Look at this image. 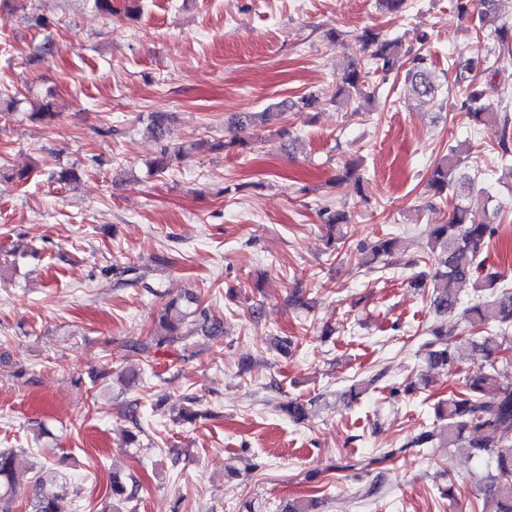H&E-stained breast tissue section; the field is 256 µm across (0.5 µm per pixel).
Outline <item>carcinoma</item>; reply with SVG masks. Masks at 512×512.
I'll return each mask as SVG.
<instances>
[{
  "mask_svg": "<svg viewBox=\"0 0 512 512\" xmlns=\"http://www.w3.org/2000/svg\"><path fill=\"white\" fill-rule=\"evenodd\" d=\"M493 47L499 52H490L456 65L457 85L460 89L462 107L468 119L476 126L490 127L498 137L502 150L500 162L507 164L512 156L509 138L512 137V119L489 109L490 87L477 79L476 70L485 64H495L505 53L512 52V22L504 23L493 33ZM356 44L361 53L370 52V65L383 75L404 76L410 96L423 103L438 100L440 84L431 69L430 57L423 48L403 49L398 39H389L371 28H366L357 37ZM375 96V89L368 81V73L354 66L336 78L335 86L321 95L309 94L300 97L304 108H315L321 101L355 104L358 112L363 104ZM295 103L282 101L261 112H240L231 116L228 127L245 125H268L282 120ZM171 116L165 112H154L148 129L159 144V155L148 166L149 174L164 173L173 163L180 162L196 151L206 147L210 150L230 152L244 149L247 143L234 137L208 142L200 141L188 145L176 144L168 139V124ZM477 176L466 170L465 158L454 148L432 169L428 186L438 197L454 200L447 221L432 224L427 230V248L433 268L432 305L435 321L427 334L431 339L424 343L427 359L435 367L446 368L455 362L451 337L459 332L472 335L470 343L482 359V364L471 375L464 390L448 401L438 405L436 416L439 424L431 430L415 435L409 445L430 448L438 445L450 448L462 445L472 450L474 457L488 462L485 492L496 500V512H512V387L499 383L494 361L502 352L512 349V284L497 271L473 279V273L484 269L478 259L481 246L493 233L492 224L501 211V205L483 215L474 213L464 205L465 198L474 191ZM321 222L328 225L330 233L327 248L336 250V231L349 223L347 215L328 208L319 211ZM398 250L397 240L379 238L360 248L362 264L383 266L393 264L391 258ZM139 268L132 265H114L103 270L116 278L115 285L126 281V277L137 275ZM474 281L475 298L465 308H460V291L463 285ZM495 311L497 333L485 332V311ZM224 335V321L213 316L194 292H185L165 303L154 329L140 340L132 342L130 348L150 358L164 346H179L188 351L187 341L194 336L215 339ZM383 375L378 372L368 380H357L343 398L353 400L363 394ZM283 411L294 421L305 420L309 411L307 404L291 400ZM138 481L131 476L123 479L112 473L109 493L112 497V512H122L119 504L135 499ZM27 495L28 512H64L61 503L68 494L56 468L46 463L22 466L15 448H0V512H12V505L22 495Z\"/></svg>",
  "mask_w": 512,
  "mask_h": 512,
  "instance_id": "obj_1",
  "label": "carcinoma"
}]
</instances>
